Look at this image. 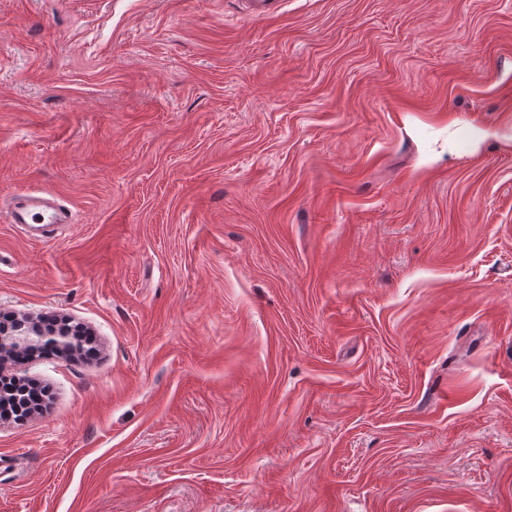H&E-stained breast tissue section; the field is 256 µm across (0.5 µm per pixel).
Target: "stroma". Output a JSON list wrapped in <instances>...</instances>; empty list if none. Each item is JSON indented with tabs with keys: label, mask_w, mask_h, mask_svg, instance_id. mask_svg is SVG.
<instances>
[{
	"label": "stroma",
	"mask_w": 512,
	"mask_h": 512,
	"mask_svg": "<svg viewBox=\"0 0 512 512\" xmlns=\"http://www.w3.org/2000/svg\"><path fill=\"white\" fill-rule=\"evenodd\" d=\"M240 7L0 0V512H512V0ZM24 202L15 204L9 212V221L12 224H56L67 217L45 197L28 194ZM50 210L52 212H50ZM80 344L81 340L69 329L43 325L32 319L20 323L11 333L5 332L0 326V370L6 367L7 357L20 349H51L61 355H69L75 352ZM3 389L10 393L9 402L0 404V415H12L18 417L25 414L33 406H37L42 392L31 382H23L12 374L0 377Z\"/></svg>",
	"instance_id": "obj_1"
}]
</instances>
